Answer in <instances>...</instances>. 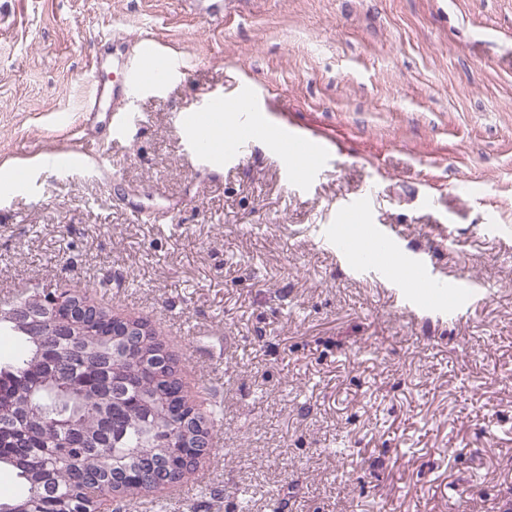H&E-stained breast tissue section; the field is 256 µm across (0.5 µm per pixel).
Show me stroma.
<instances>
[{"instance_id": "obj_1", "label": "stroma", "mask_w": 512, "mask_h": 512, "mask_svg": "<svg viewBox=\"0 0 512 512\" xmlns=\"http://www.w3.org/2000/svg\"><path fill=\"white\" fill-rule=\"evenodd\" d=\"M151 37L183 72L84 124L91 66ZM259 96L325 138L308 178L273 141L198 158L181 115ZM92 149L93 168L46 164ZM0 307L82 289L147 320L213 449L109 512H506L512 504V0H0ZM366 199L471 292L455 315L358 275L338 213Z\"/></svg>"}]
</instances>
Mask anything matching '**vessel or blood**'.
Returning <instances> with one entry per match:
<instances>
[{
	"label": "vessel or blood",
	"instance_id": "b4317fda",
	"mask_svg": "<svg viewBox=\"0 0 512 512\" xmlns=\"http://www.w3.org/2000/svg\"><path fill=\"white\" fill-rule=\"evenodd\" d=\"M180 68L179 59L162 51L152 40L141 39L134 60L116 61L111 83H98L97 93L86 112L87 119H94L100 113L105 95H112L116 99L131 96L143 86L162 84ZM251 107L252 92L243 90L239 96V117L233 136L224 145L225 156L241 154L251 142L258 139L260 131L263 130V123L252 113ZM226 109L223 93L213 92L190 112L184 113L182 121L184 125L195 128L210 122L215 114ZM276 139L281 155L289 162L299 164L301 176H308L314 170L322 152L321 139H292L284 131L277 133ZM362 208V203H355L345 208L339 219L340 226L349 229L350 234L338 242L337 247L343 257L356 267L361 264L363 249L359 236L352 234L351 229L362 225ZM369 235L372 240L383 242L387 247L386 252L373 256L369 263L370 268L388 276L394 275L395 269L390 258L401 251L397 238L376 226L370 227ZM405 264L407 269L415 273L411 285L405 291L409 302L415 305L428 303L430 294L438 292L442 295L438 304L439 310L453 313L460 308L466 294L464 288L438 279L423 259L409 255L405 258Z\"/></svg>",
	"mask_w": 512,
	"mask_h": 512
}]
</instances>
